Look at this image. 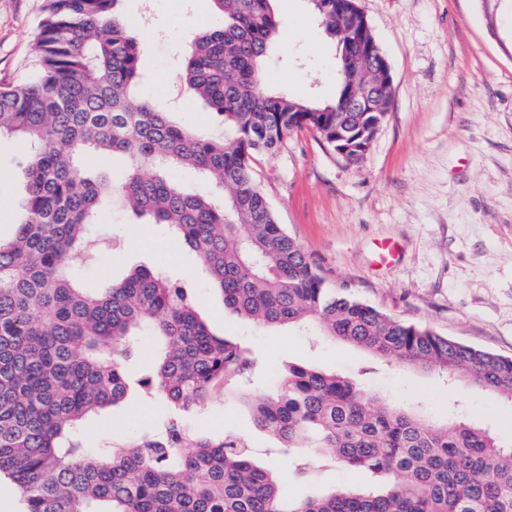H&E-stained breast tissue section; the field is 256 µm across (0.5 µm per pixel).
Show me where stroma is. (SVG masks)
<instances>
[{"mask_svg":"<svg viewBox=\"0 0 512 512\" xmlns=\"http://www.w3.org/2000/svg\"><path fill=\"white\" fill-rule=\"evenodd\" d=\"M44 0H0V79L26 77ZM390 64L392 106L369 151L350 163L309 131L259 157L256 177L277 221L321 268L330 287L464 344L512 358V0H358ZM281 41L271 55L292 65L273 71L272 89L330 96L336 53L314 22L308 0H275ZM138 21L145 81L140 95L177 101L173 119L221 135L219 119L180 94L189 35L220 26L210 0H124ZM104 237L77 262L89 281L120 279L130 268L161 262L172 279L191 282L202 317L260 359L263 389L275 393L280 371L295 362L347 374L366 369L378 395L420 411L434 423L461 411L472 422L512 436V402L467 380L444 384L325 337L295 328H257L226 313L194 252L155 224L137 223L114 204ZM396 255L379 262L377 242ZM135 383L126 404L88 428L91 447L127 446L158 433L156 401ZM239 387L210 394L187 424L216 440L236 434L259 462L272 465L276 442L257 428Z\"/></svg>","mask_w":512,"mask_h":512,"instance_id":"35a3bbf8","label":"stroma"}]
</instances>
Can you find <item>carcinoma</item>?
<instances>
[{
    "label": "carcinoma",
    "instance_id": "cac0c4a2",
    "mask_svg": "<svg viewBox=\"0 0 512 512\" xmlns=\"http://www.w3.org/2000/svg\"><path fill=\"white\" fill-rule=\"evenodd\" d=\"M122 0H45L31 72L0 80V136L22 142L24 193L0 197L17 232L0 239V474L22 490L26 512H512V441L458 419L432 424L350 376L290 363L279 393L244 399L253 422L279 443L288 478L311 483L326 466L380 482L286 500L279 475L228 434L195 437L180 413L216 387L251 373L240 342L202 319L192 292L162 264L92 287L72 264L120 198L148 224H162L199 257L224 309L254 325L314 326L322 335L389 361L466 376L512 401V358L395 318L328 286L317 265L277 224L254 177L272 154L310 130L350 163L367 152L384 112L350 104L343 80L328 101L268 88L278 33L274 0H211L223 26L197 33L181 79L224 119V137L177 124L150 101L134 27ZM336 44V70L372 79L376 54L360 56L358 10L310 0ZM121 154L117 183L93 172ZM192 169L210 189L185 192ZM149 357H144V352ZM146 358L141 385L168 412L159 435L124 447L85 446L95 418L121 404L125 363Z\"/></svg>",
    "mask_w": 512,
    "mask_h": 512
}]
</instances>
